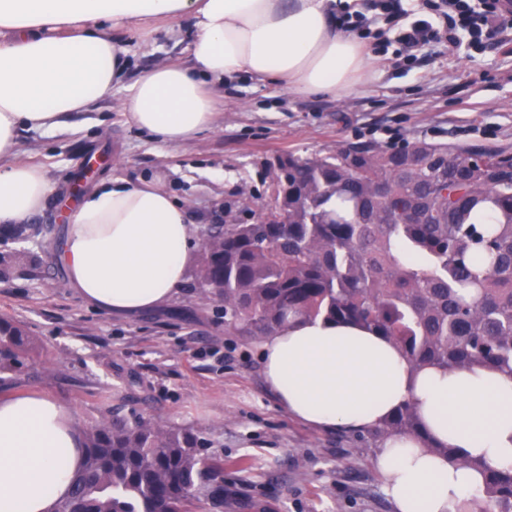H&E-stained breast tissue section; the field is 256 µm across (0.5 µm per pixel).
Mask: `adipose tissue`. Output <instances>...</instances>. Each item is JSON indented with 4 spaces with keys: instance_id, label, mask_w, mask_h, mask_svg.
Instances as JSON below:
<instances>
[{
    "instance_id": "obj_1",
    "label": "adipose tissue",
    "mask_w": 512,
    "mask_h": 512,
    "mask_svg": "<svg viewBox=\"0 0 512 512\" xmlns=\"http://www.w3.org/2000/svg\"><path fill=\"white\" fill-rule=\"evenodd\" d=\"M336 0H0V225L41 213L44 170L14 159L20 129L50 132L71 112L125 90L128 122L158 142L193 141L216 123V86L249 76L341 98L371 63L337 31ZM165 33L184 62H160L131 85L132 42ZM199 243L187 207L160 181L97 185L68 215L67 286L108 313L168 304ZM265 381L291 415L369 430L413 404L426 438L386 440L373 464L397 512H478L482 467L512 468V378L476 367L412 370L389 340L354 325L290 320L262 343ZM453 448L448 458L425 441ZM84 456L74 413L39 393L0 400V512H53Z\"/></svg>"
}]
</instances>
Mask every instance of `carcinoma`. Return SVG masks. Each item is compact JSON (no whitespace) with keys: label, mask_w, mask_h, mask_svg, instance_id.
I'll return each mask as SVG.
<instances>
[{"label":"carcinoma","mask_w":512,"mask_h":512,"mask_svg":"<svg viewBox=\"0 0 512 512\" xmlns=\"http://www.w3.org/2000/svg\"><path fill=\"white\" fill-rule=\"evenodd\" d=\"M276 194L253 224H206L189 287L224 303L240 336L291 317L353 324L397 345L411 368L489 367L512 377V153L425 140L353 143L278 158ZM36 260L0 252V282ZM33 349L0 318V372ZM84 460L55 512L224 507V458L192 428L109 407L84 431ZM422 435L407 403L368 431ZM492 512H512V469L484 471Z\"/></svg>","instance_id":"obj_1"}]
</instances>
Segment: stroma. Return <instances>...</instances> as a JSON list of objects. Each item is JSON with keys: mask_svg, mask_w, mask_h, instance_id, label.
Instances as JSON below:
<instances>
[{"mask_svg": "<svg viewBox=\"0 0 512 512\" xmlns=\"http://www.w3.org/2000/svg\"><path fill=\"white\" fill-rule=\"evenodd\" d=\"M384 47L363 46L372 70L343 98L304 95L243 79L225 85L213 131L168 146L131 127L123 92L73 112L52 133L21 131L16 151L43 167L55 191L36 223L51 234L0 237V251L39 256L40 265L0 282V318L24 327L35 348L24 368L0 373V399L40 392L71 407L80 426L104 407L206 432L224 457L223 512H396L373 465L380 442L322 429L283 410L268 388L261 340L224 329V305L200 304L179 287L169 306L118 317L66 286L60 259L71 183L89 156L107 155L98 179L136 183L161 176L193 224H251L271 199L273 165L287 153L324 155L375 142L420 140L512 153V52L448 43L413 64L398 55L400 26L371 20ZM165 38L133 47L125 81L147 66L180 61Z\"/></svg>", "mask_w": 512, "mask_h": 512, "instance_id": "35a3bbf8", "label": "stroma"}]
</instances>
